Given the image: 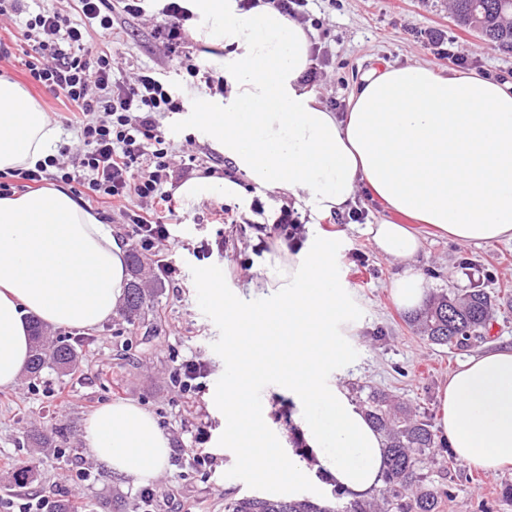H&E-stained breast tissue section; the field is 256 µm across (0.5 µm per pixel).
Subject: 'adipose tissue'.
<instances>
[{
  "instance_id": "ef3b65f1",
  "label": "adipose tissue",
  "mask_w": 512,
  "mask_h": 512,
  "mask_svg": "<svg viewBox=\"0 0 512 512\" xmlns=\"http://www.w3.org/2000/svg\"><path fill=\"white\" fill-rule=\"evenodd\" d=\"M197 40L224 50V96L193 113L236 179L182 182L186 204L242 200V180L290 194L312 216L344 212L365 190L388 216L368 225L376 248L416 262L419 237L393 215L453 240L512 242V80L443 73L423 63L373 64L354 84L347 110L332 112L303 77L310 30L272 7L239 0H188ZM58 139L47 113L0 77V171L31 168ZM126 247L110 225L60 185L0 197V387L14 386L30 355L28 316L52 327L89 329L125 294ZM253 299L226 296L220 274L203 272V298L224 312V446L273 488L296 486L315 467L355 498L379 488L386 442L339 385L346 346L359 328L336 278L332 240L275 245L248 283ZM288 397L307 465L271 435L259 383ZM436 430L456 458L494 469L512 464V346L469 357L440 390ZM92 457L132 483L166 469L170 441L131 401L100 406L84 426Z\"/></svg>"
}]
</instances>
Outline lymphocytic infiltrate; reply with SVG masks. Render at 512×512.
<instances>
[{
  "mask_svg": "<svg viewBox=\"0 0 512 512\" xmlns=\"http://www.w3.org/2000/svg\"><path fill=\"white\" fill-rule=\"evenodd\" d=\"M143 0H72V15L55 10L24 13L22 0H0V19L23 17L22 35L29 49L24 62L29 78L61 95L77 110L78 146H61L58 154L32 169L0 173V197L11 195L14 181L41 185L46 181L78 185L98 203H126L124 217L133 226L138 248L154 256L161 277L175 266L166 253L174 240L168 222L176 202L167 185L190 165L176 166L158 118L184 111L172 85L150 68L133 77H113L116 57L106 41L114 33V17H144ZM190 18L181 0H167L153 19L156 40L179 62L190 84L213 86L208 70L193 63L186 49L184 24ZM138 208H129L131 200Z\"/></svg>",
  "mask_w": 512,
  "mask_h": 512,
  "instance_id": "obj_1",
  "label": "lymphocytic infiltrate"
}]
</instances>
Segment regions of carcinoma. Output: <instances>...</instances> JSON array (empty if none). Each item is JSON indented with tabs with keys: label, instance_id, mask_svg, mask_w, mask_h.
I'll use <instances>...</instances> for the list:
<instances>
[{
	"label": "carcinoma",
	"instance_id": "cac0c4a2",
	"mask_svg": "<svg viewBox=\"0 0 512 512\" xmlns=\"http://www.w3.org/2000/svg\"><path fill=\"white\" fill-rule=\"evenodd\" d=\"M452 5L453 19L458 26L470 31L478 27L483 41L503 53H512V0H452ZM141 265V256L131 250V282L121 308L131 326L141 319L159 293V284L141 277ZM491 308V297L482 289L472 290L463 297L446 291L428 300L413 322L423 333L422 339L431 344L465 347L485 338ZM32 341L27 367L31 380H39L46 369L61 376L77 370L80 343L46 335L37 321L32 322ZM362 404L388 444L384 487L379 498L345 502L344 494L338 491L336 504L331 506L307 497L244 496L227 503L224 512H440L443 499L451 498V491L419 473V463L424 459L442 470L447 468V459L434 457L437 442L429 421L406 405L392 403L382 391L368 392ZM56 436V431L26 432L24 441L38 448H52Z\"/></svg>",
	"mask_w": 512,
	"mask_h": 512
}]
</instances>
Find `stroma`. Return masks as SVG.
I'll return each mask as SVG.
<instances>
[{
  "mask_svg": "<svg viewBox=\"0 0 512 512\" xmlns=\"http://www.w3.org/2000/svg\"><path fill=\"white\" fill-rule=\"evenodd\" d=\"M450 6V0H309L306 11L320 22L313 41L327 51L316 87L322 100L344 105L361 69L375 59L393 65L424 62L446 72L455 69L452 55L457 52L467 57L470 70L512 79V54L495 51L457 27ZM109 47L118 58L117 78L150 67L173 83L189 106L204 100V93L187 85L158 46L150 22L117 16ZM27 49L25 43H14L12 59L0 61V74L12 77L48 112L60 144L77 145L75 130L63 124L68 102L25 75L22 59ZM160 124L176 159H193V176L211 171L219 178L234 177L223 155L199 129L186 124L183 113L165 114ZM243 188V205L225 204L220 197L180 204L171 252L177 275L162 280L161 292L139 325L129 326L120 315H112L85 331L82 363L75 375L63 377L48 370L37 385L23 380L0 388V512H17L9 505L17 488L8 475L18 462L30 458L20 441L22 433L56 428L64 437L55 452L37 462L28 493L51 502L69 498L88 504L111 498L117 490L129 505H136L138 487L97 464L83 439L86 420L99 406L116 401H132L151 411L172 442L168 466L154 483L155 512H224L225 502L243 496L281 497V490L242 470L224 447V413L214 403L224 389V314L207 305L197 288L202 272L219 267L225 287L247 293L258 257L274 242L259 215L278 214L289 198L250 182ZM255 198L261 200L262 211L253 210ZM224 205L233 220L216 223L215 212ZM353 209L364 213V220L343 213L310 227L312 233L335 241L336 277L348 288L360 324L339 381L352 398L378 389L435 419L438 391L451 371L486 347L512 344V243L477 246L428 234L417 261L406 266L379 252L365 232L366 225L384 218L381 207L361 191ZM409 270L426 278L433 295L477 288L495 296L500 306L491 314L486 340L462 349L422 340L410 324V314L396 307L389 292L390 282ZM195 358L205 362L207 375L199 394L189 399L171 376L179 364ZM199 425L210 433L207 450L215 458L210 467L193 459L192 435ZM437 451L447 457L448 467L433 466L427 474L454 491L441 512H512L507 492L512 465L493 470L468 466L443 442Z\"/></svg>",
  "mask_w": 512,
  "mask_h": 512,
  "instance_id": "stroma-1",
  "label": "stroma"
}]
</instances>
